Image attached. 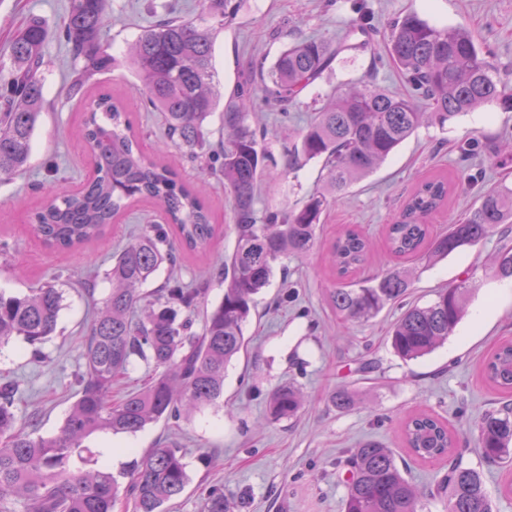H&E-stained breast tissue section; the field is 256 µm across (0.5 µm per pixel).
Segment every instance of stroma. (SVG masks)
I'll list each match as a JSON object with an SVG mask.
<instances>
[{"label": "stroma", "mask_w": 512, "mask_h": 512, "mask_svg": "<svg viewBox=\"0 0 512 512\" xmlns=\"http://www.w3.org/2000/svg\"><path fill=\"white\" fill-rule=\"evenodd\" d=\"M68 0H0V54L27 18L46 20L45 106L36 130L28 168L0 182V292L27 293L46 284L63 292L57 329L31 345L15 338L0 346V381L18 386L16 411L37 435H56L80 390L85 340L96 303L109 294L112 255L133 241L146 225L162 221L151 203L138 201L119 215L95 242L77 249H51L33 233V214L44 201V186L82 185L91 156L83 146L85 112L99 96L119 99L134 122L145 157L164 163L188 185L203 182L204 202L218 226L206 253L184 252L177 276L184 287L205 285L203 301L191 312L194 330L203 314L224 295L218 269L234 247L235 233L223 178L202 169L177 147L159 152L166 130L151 111L142 87L125 67L98 76L76 96H68L71 62L57 28ZM176 12L201 15V0H109L103 40L125 57L141 29ZM437 26L468 29L493 75L512 87V0H241L239 9L215 36L214 83L222 97L259 68L270 67L281 51L303 38H320L341 52L321 81L288 107L255 94L250 122L265 131L270 159L260 181L259 209L292 207L312 192L320 164L288 165V136L307 127L329 96L348 82L403 92L408 84L388 59L390 25L406 13ZM512 112L481 107L441 127L426 123L375 172L353 184L323 217L320 251L304 259H282L269 287L255 297L244 327L247 348L224 376V407L204 408L179 421H159L135 435L97 433L85 441L97 458L114 451L125 460L142 455L158 441L181 448L191 482L167 505L168 512H204L210 488L220 487L231 512H343L344 460L350 449L375 440L392 448L418 494L420 512H444L433 496L446 468L413 456L402 441L406 418L424 410L447 421L457 435L452 457L479 470L495 512H512V469L483 459L475 422L485 410L512 400L482 377L484 361L512 341V301L501 288L512 279L495 276L493 259L504 240L492 235L472 248L432 263L409 261L413 275L410 302L426 305L439 287L470 272L476 287L465 314L448 340L429 355L399 358L387 339L398 306L386 307L366 323L341 324L328 291L337 279L324 250L345 228L354 227L372 242L360 274L373 277L396 268L387 249L386 227L403 201L430 173L452 174L456 186L447 207L433 219L441 233L486 192L512 187ZM486 320H478V311ZM375 362L372 373H358L359 358ZM298 387L305 403L290 419L274 420L268 399L278 387ZM352 390L356 401L337 410L331 397Z\"/></svg>", "instance_id": "obj_1"}]
</instances>
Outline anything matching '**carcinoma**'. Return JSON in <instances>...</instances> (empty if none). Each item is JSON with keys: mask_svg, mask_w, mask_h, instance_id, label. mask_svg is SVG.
<instances>
[{"mask_svg": "<svg viewBox=\"0 0 512 512\" xmlns=\"http://www.w3.org/2000/svg\"><path fill=\"white\" fill-rule=\"evenodd\" d=\"M206 17H162L132 44L127 62L143 87L152 111L164 116L168 138L212 173L224 175L230 195L236 241L224 257V298L206 313L201 333L180 317L206 294L165 282L140 318V287L153 280L163 262L174 266L187 248L205 252L215 234L208 208L175 172L148 160L125 107L108 95L85 113L84 139L96 165L95 178L70 193L49 191L34 214L33 232L49 247L72 250L100 238L114 218L135 200L157 202L167 223L177 229L167 240L160 224H150L114 256L112 291L89 326L86 371L78 398L59 433L45 438L17 427L16 395L10 382L0 384V500L20 496L27 512H113L119 484L97 464L83 440L96 432L136 433L162 419L223 404L227 366L245 346L243 325L255 307L254 296L270 284L280 260L304 258L318 245L322 216L352 183L372 173L426 120L445 127L449 121L484 106L512 112V89L494 79L471 33L461 27L438 28L415 13L393 22L387 52L405 75L411 92L392 95L376 87H352L333 95L316 113L299 143L288 152V167L302 159L321 163L323 187L282 212L258 215L257 182L268 153L249 123L253 91L279 103H292L315 84L342 51L327 41L306 38L289 45L258 81H245L223 106V145L206 143V124L219 106L213 86L214 32L234 15L232 0H203ZM106 0H69L59 33L71 57L69 93L112 71L116 59L101 42ZM49 31L39 16L30 17L0 59V180L28 166L32 140L44 108L41 72ZM448 182L423 181L403 204L386 233L392 254L407 260H435L474 246L512 224V188L480 197L477 206L431 235L428 221L444 205ZM369 240L349 228L329 245L339 279L329 290L336 315L345 322H367L389 305L403 310L391 328V345L403 359L431 353L448 339L461 319L466 296L474 288L470 273L437 289L425 306L409 304L406 269L371 279L354 275L365 265ZM495 274L512 277V247L494 259ZM63 292L52 286L18 296L0 294V344L14 336L41 342L56 329ZM151 361L162 372L136 391L112 401V384L134 362ZM496 387L512 391V343L500 345L483 366ZM269 411L280 420L303 405L299 390L288 384L270 395ZM483 458L512 463V406L485 411L477 422ZM413 455L441 459L456 441L437 417L421 413L403 429ZM344 512H417L416 493L404 477L392 449L373 440L346 457ZM124 487L133 512H164L165 503L189 483L178 448L158 443L133 461ZM446 512H493L479 471L457 460L437 488ZM207 512H226L224 490L208 491Z\"/></svg>", "mask_w": 512, "mask_h": 512, "instance_id": "1", "label": "carcinoma"}]
</instances>
